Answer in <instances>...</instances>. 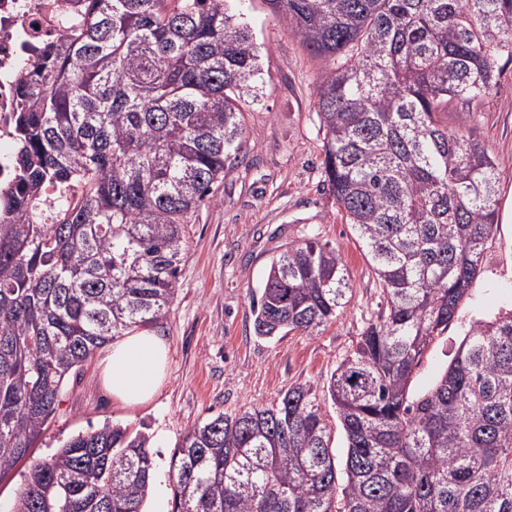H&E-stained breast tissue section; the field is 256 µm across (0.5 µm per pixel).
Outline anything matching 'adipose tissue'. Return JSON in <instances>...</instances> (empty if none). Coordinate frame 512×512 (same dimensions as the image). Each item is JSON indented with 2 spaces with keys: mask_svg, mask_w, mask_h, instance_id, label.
Instances as JSON below:
<instances>
[{
  "mask_svg": "<svg viewBox=\"0 0 512 512\" xmlns=\"http://www.w3.org/2000/svg\"><path fill=\"white\" fill-rule=\"evenodd\" d=\"M167 359L168 349L158 336L134 332L109 344L99 363V378L117 401L143 405L161 387Z\"/></svg>",
  "mask_w": 512,
  "mask_h": 512,
  "instance_id": "adipose-tissue-1",
  "label": "adipose tissue"
}]
</instances>
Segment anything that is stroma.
Instances as JSON below:
<instances>
[{"mask_svg": "<svg viewBox=\"0 0 512 512\" xmlns=\"http://www.w3.org/2000/svg\"><path fill=\"white\" fill-rule=\"evenodd\" d=\"M265 78L259 103L244 110L242 151L228 160L213 201L186 228L177 297L157 331L169 347L168 377L151 402L124 406L102 385L98 359L71 374L41 438L0 480V512H10L28 468L73 435L104 422L152 437L155 473L144 512H172L170 459L195 423L277 402L289 387L326 389L385 303L351 225L321 173L324 132L313 89L325 71L283 28L267 0H246ZM497 87L479 107L471 135L498 161V230L481 272L447 331L425 352L412 388L428 389L449 365L470 326L512 310V61L501 59ZM315 238L335 248L352 288L336 321L318 334L273 338L254 330L252 295L273 256Z\"/></svg>", "mask_w": 512, "mask_h": 512, "instance_id": "1", "label": "stroma"}]
</instances>
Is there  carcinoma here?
I'll return each instance as SVG.
<instances>
[{
    "label": "carcinoma",
    "instance_id": "cac0c4a2",
    "mask_svg": "<svg viewBox=\"0 0 512 512\" xmlns=\"http://www.w3.org/2000/svg\"><path fill=\"white\" fill-rule=\"evenodd\" d=\"M310 55L322 176L387 306L326 392L194 425L173 512H512V313L475 322L431 388L424 352L457 316L498 228L496 157L469 135L512 59V0H267ZM18 86L0 193V478L42 436L96 350L154 332L177 296L190 215L241 151L259 50L233 0H92ZM459 104L458 128L439 114ZM56 189L45 203L46 188ZM350 283L309 238L274 256L257 335H315ZM150 437L108 422L30 467L14 512H142ZM325 419L331 429V439L333 453L336 455V461L341 465L346 454V442L345 435L342 429V425L336 413L334 405L330 402H326L323 408Z\"/></svg>",
    "mask_w": 512,
    "mask_h": 512
}]
</instances>
